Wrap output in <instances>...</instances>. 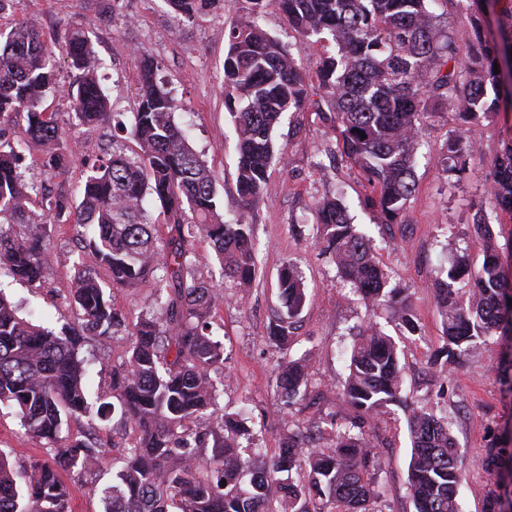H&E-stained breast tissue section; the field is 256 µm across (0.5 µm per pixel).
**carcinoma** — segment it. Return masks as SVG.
<instances>
[{"mask_svg":"<svg viewBox=\"0 0 512 512\" xmlns=\"http://www.w3.org/2000/svg\"><path fill=\"white\" fill-rule=\"evenodd\" d=\"M162 2L181 21L224 5ZM241 2L227 28L224 105L236 126V182L246 207L263 195L275 159L284 158L274 132L290 112H313L331 124L336 148L325 155L358 168L369 191L365 204L395 224L416 189L417 152L428 118L450 111L467 124L512 108V81L502 83L493 70L500 48L512 43V26L485 33L482 0H466L472 35L463 51L430 9L432 0ZM269 9L279 11L301 37L330 35L336 53L319 57L312 73L301 72L289 45L259 25ZM63 50L79 72L67 89L77 125L96 133L110 113L138 151L87 160L77 197L60 195L46 204L53 223L79 230L108 277L82 265L77 269L71 296L81 327L48 330L20 316L0 292V405L15 409L25 432L51 450L49 460L23 469L0 451V512H69L71 493L62 473L83 465L100 447L82 441L57 446L62 427L74 416L104 422L112 413L135 420L140 436L125 449L122 467L103 490L105 512H372L379 459L364 424L391 405L407 410L413 445L409 490L416 512H460L456 491L466 469L455 446L453 417L444 407L406 404L397 345L371 320L352 333L341 398L353 414L343 421L326 416L314 437L289 432L271 458L251 452L253 434L242 410L199 430L196 422L217 408L225 358L212 331L217 293L196 276V241L205 239L224 275L245 288L258 268L253 225L224 221L213 173L176 123L179 105L146 51H133L139 96L126 122L122 113L110 112L100 62L85 31L71 28ZM55 57V48L27 20L0 30V141L11 135L14 118L26 122V138L0 149V272L29 282L50 279L52 266L47 224L29 208L35 187L24 181L20 164L32 141L41 147L46 167L63 166L59 122L44 107L57 81ZM472 152V146L465 150L457 140L448 142L444 171H465ZM485 181L499 208L511 213L512 139L503 143ZM148 195L160 205L168 228L164 238L143 206ZM476 227L483 239L480 269L471 273L459 257L435 287L446 343L432 364L449 369L491 336L512 341L509 257L494 243L489 218ZM311 234L355 293L397 311L404 332H419L399 291L387 288L373 240L351 223L340 196L317 203ZM466 275L471 288L462 297L455 284ZM146 282L153 286L159 315L140 318L131 332L123 367L112 372L117 403L95 408L85 394L80 349L87 335H108L122 326L106 289ZM279 297L283 313L269 339L286 355L308 297L290 263L279 273ZM307 361L306 355L286 357L281 365L277 388L289 408L307 394ZM325 435L334 447L314 445ZM482 464L512 477V448L490 444Z\"/></svg>","mask_w":512,"mask_h":512,"instance_id":"obj_1","label":"carcinoma"}]
</instances>
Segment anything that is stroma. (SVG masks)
I'll return each mask as SVG.
<instances>
[{
    "instance_id": "stroma-1",
    "label": "stroma",
    "mask_w": 512,
    "mask_h": 512,
    "mask_svg": "<svg viewBox=\"0 0 512 512\" xmlns=\"http://www.w3.org/2000/svg\"><path fill=\"white\" fill-rule=\"evenodd\" d=\"M237 11L236 0H224L223 7L181 23L162 0H14L0 13V25L32 18L49 41L61 38L69 27L84 29L103 62L102 84L116 112L130 113L136 108L139 76L133 49L144 48L154 58L158 79L180 105L175 114L177 123L188 129L193 147L214 171L225 219L243 215L254 226L258 271L252 287L240 288L225 280L219 262L211 257L204 242L198 245L197 274L221 295L213 331L224 344L227 379L219 405L230 413L244 411L263 452L274 455L291 424L306 429L325 414L343 413L339 382L346 373L344 351L351 343L349 331L372 316L399 345L406 373L403 395L408 402L419 405L431 400L447 405L468 473L459 492L461 510L483 512L485 496L496 487L499 476L484 469L480 459L490 443L504 442L507 432L512 431V401L504 397L496 374L504 347L497 338H489L478 353L459 357L450 381H443L428 366L430 357L444 343L433 285L445 278L454 255L466 256L471 269H479L482 253L474 229L478 215L488 214L497 244L512 237V213L496 207L483 181L484 171L504 141L512 138V112L472 123L465 130L454 113L440 112L429 118L417 156L415 194L399 223L388 225L376 210L365 205V182L355 167L341 160L322 165L321 148L336 141L329 125L308 112L288 114L275 132L277 144L286 149V160L271 168L262 198L251 208H243L236 190L235 126L224 107L223 95L225 28ZM259 23L289 44L301 69H310L319 55L335 49L328 40L299 38L276 10H268ZM57 74L59 85L48 94L45 105L59 115L69 166L63 173L49 170L43 167L37 147L26 150L21 171L26 182L41 189L32 198L31 208L36 212L41 210L46 193L74 190L84 174L82 161L88 153L129 156L135 149L127 135L114 130L108 119L94 140H87L69 119L71 102L66 89L77 72L66 57H59ZM459 134L477 148L467 170L450 178L442 170L443 147ZM336 190L341 191L353 223L374 239L389 285L402 290L420 325L419 335H401L390 310L369 311L314 242L295 233L296 220L310 216L316 200ZM48 251L51 279L23 284L4 276L0 289L19 305L22 316L59 332L80 322L70 297L77 263L92 267L96 261L68 224L50 226ZM288 261L302 272L309 293L289 355L297 358L311 352L310 388L323 394L318 406L301 403L290 410L283 409L276 383L284 355L268 339L269 328L280 311L278 273ZM129 345L124 328L111 337H89L80 351L89 363V400H111L112 371L122 364ZM365 431L382 459L376 475L384 489L382 500L376 504L378 512H414L408 484L412 448L403 411L391 407L371 418ZM135 434L132 423L119 422L115 417L93 424L82 416L64 425V442L91 436L101 447L97 456L63 475L72 490V512H103L101 491L111 485ZM0 450L9 453L18 467L46 457L42 445L25 433L14 411L7 408L0 410Z\"/></svg>"
}]
</instances>
